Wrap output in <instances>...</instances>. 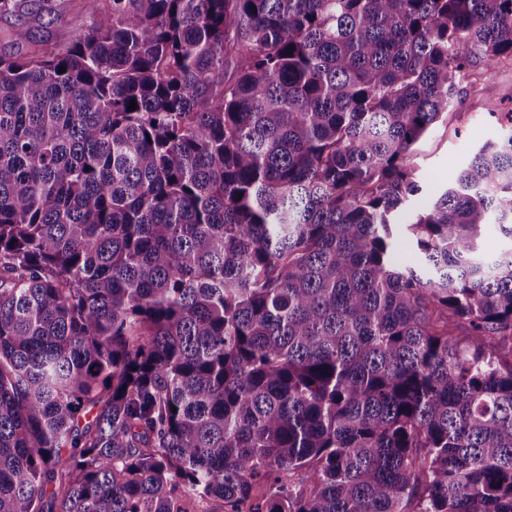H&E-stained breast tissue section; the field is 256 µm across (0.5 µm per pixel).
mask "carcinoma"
I'll return each instance as SVG.
<instances>
[{
	"label": "carcinoma",
	"mask_w": 512,
	"mask_h": 512,
	"mask_svg": "<svg viewBox=\"0 0 512 512\" xmlns=\"http://www.w3.org/2000/svg\"><path fill=\"white\" fill-rule=\"evenodd\" d=\"M83 2L0 55V512H512V112L408 208L512 0ZM67 8L51 18L33 11L21 19L11 15L0 16V54L36 55L45 49H55L67 45L73 37L89 24L84 13L82 0H68ZM25 23L30 29V41L20 46L12 45L4 39L5 31L15 24Z\"/></svg>",
	"instance_id": "carcinoma-1"
}]
</instances>
